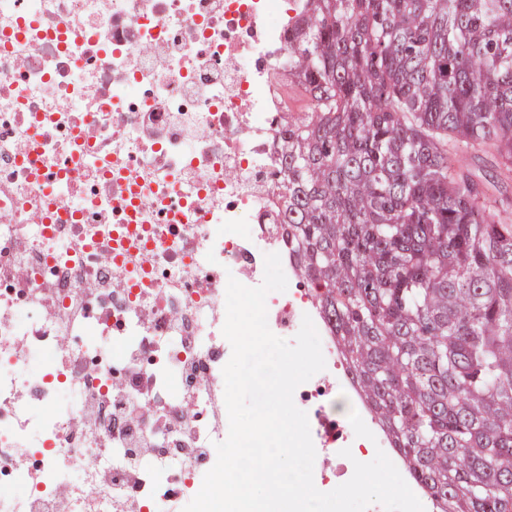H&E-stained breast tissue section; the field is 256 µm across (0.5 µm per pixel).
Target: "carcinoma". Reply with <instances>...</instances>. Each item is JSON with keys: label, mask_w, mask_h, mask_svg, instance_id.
Masks as SVG:
<instances>
[{"label": "carcinoma", "mask_w": 512, "mask_h": 512, "mask_svg": "<svg viewBox=\"0 0 512 512\" xmlns=\"http://www.w3.org/2000/svg\"><path fill=\"white\" fill-rule=\"evenodd\" d=\"M281 223L359 396L436 512H512V0H300ZM449 148L452 155L459 160L470 176L483 186L489 204L496 214V219L505 220L509 224L512 223V209L503 212L495 204L502 193L512 196V173L492 169L490 156L478 147H471L462 143H450Z\"/></svg>", "instance_id": "obj_1"}]
</instances>
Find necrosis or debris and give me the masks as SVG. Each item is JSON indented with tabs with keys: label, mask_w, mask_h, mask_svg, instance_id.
Returning a JSON list of instances; mask_svg holds the SVG:
<instances>
[{
	"label": "necrosis or debris",
	"mask_w": 512,
	"mask_h": 512,
	"mask_svg": "<svg viewBox=\"0 0 512 512\" xmlns=\"http://www.w3.org/2000/svg\"><path fill=\"white\" fill-rule=\"evenodd\" d=\"M281 0H0V512H183L229 430V278L298 276L272 180ZM325 370L297 387L317 455L388 450L303 291Z\"/></svg>",
	"instance_id": "4bbe7bcc"
}]
</instances>
